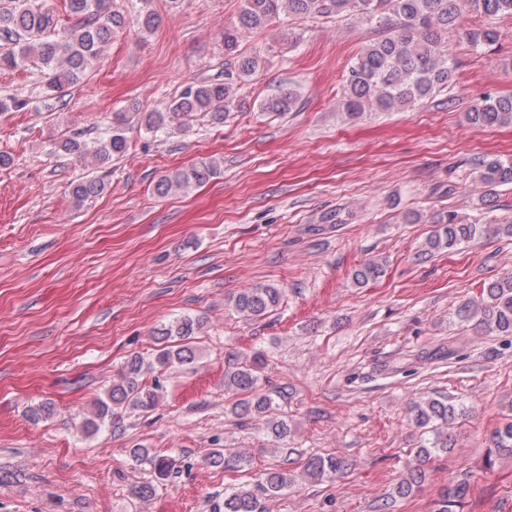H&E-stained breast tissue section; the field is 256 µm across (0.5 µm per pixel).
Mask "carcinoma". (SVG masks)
<instances>
[{
  "label": "carcinoma",
  "mask_w": 512,
  "mask_h": 512,
  "mask_svg": "<svg viewBox=\"0 0 512 512\" xmlns=\"http://www.w3.org/2000/svg\"><path fill=\"white\" fill-rule=\"evenodd\" d=\"M142 4L136 18L141 32L151 33L158 15ZM72 24L60 23L48 0H0V69L16 70L31 63L45 76L50 93H61L81 83L101 59L112 39L123 32L127 17L115 0H65ZM486 16H512V0H244L238 23L224 28V80L192 81L183 85L165 112H140L131 107L112 113L109 134L85 141L74 135L60 143L66 153L87 159L102 167L128 149L126 131L130 118H136L139 129L158 134L180 126L198 113H208L215 121L238 107V91L266 64L259 54H245L240 49L242 36L265 27L283 16L303 20L315 16L333 17L356 12L385 29V34L372 40L351 63L339 106L350 118L364 112H395L431 98L448 87L454 63L448 55V33L457 29L463 9ZM467 41L474 47L491 46L497 34L491 28L466 31ZM298 96L291 90L268 98L259 111L289 112ZM468 119L479 126L512 124V94L488 98L473 107ZM481 181L489 187L512 184V161L498 158L478 163ZM220 172L215 160L175 170L162 176L154 186L159 196L185 192ZM107 184L100 176H85L71 183V195L81 204L101 195ZM492 234L512 238L509 224H458L448 221L426 240V252L451 250L476 236ZM383 263L369 260L355 269L353 280L363 285L384 274ZM282 298L280 289L272 285L246 288L230 298L232 309L247 320H260L275 310ZM460 322H475L480 330L497 336H512V272L489 282L476 301L463 303L455 311ZM203 323L189 315L182 316L157 330L166 340L173 336L184 344L159 349L154 360L146 364L135 355L122 368L120 379L113 382L104 397L95 401L93 411L82 422L88 436L105 429L121 428L122 412L131 409L147 412L159 402L163 389L160 380L143 384L144 367L163 373L175 364L187 365L195 360L191 339ZM261 355L246 359L224 372V388L243 395L232 407L238 418L264 417L268 432L277 440H285L290 432L288 422L274 416L277 404L274 393L260 388ZM411 423L430 437L416 449V464L396 486L400 497L409 496L426 480V467L439 453H448V424L459 409L448 401L419 397L410 407ZM493 453L512 455V417L503 422L492 437ZM132 460L148 467L156 478L164 479L173 470L172 460L155 455L147 448L130 449ZM207 461L226 470H242L250 465V457L226 448L215 451ZM346 466L336 455H312L305 463L306 474L315 481L333 480ZM294 483L288 471L274 469L255 488L243 486L224 495V502L213 512H266V499L277 496ZM469 493L464 483H450L440 493L436 512H460Z\"/></svg>",
  "instance_id": "carcinoma-1"
}]
</instances>
